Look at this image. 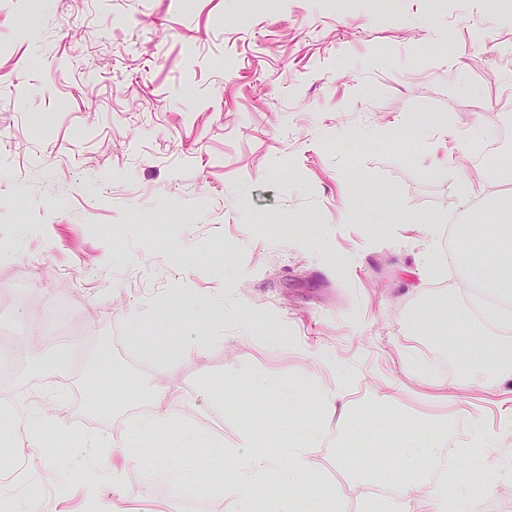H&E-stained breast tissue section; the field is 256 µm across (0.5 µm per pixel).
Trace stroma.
I'll return each mask as SVG.
<instances>
[{
    "label": "stroma",
    "mask_w": 512,
    "mask_h": 512,
    "mask_svg": "<svg viewBox=\"0 0 512 512\" xmlns=\"http://www.w3.org/2000/svg\"><path fill=\"white\" fill-rule=\"evenodd\" d=\"M510 127L512 12L486 0H0V330L22 360L6 379L22 430L0 445L14 478L0 512H83L82 462L26 428L52 417L120 441L115 419L158 379L184 400L131 456L105 449L114 512H225L247 417L269 446L318 441L294 492L271 473L249 497L324 512L334 495L360 512L378 471L400 466L323 426L318 384L358 417L385 415L389 440L432 415L464 440L475 409L502 469L472 512H512V432L466 385L474 361L429 358L444 406L403 368L429 338V300L455 312L463 344L512 348V327L475 315L448 245L512 222ZM62 303L74 318L47 335ZM189 336L211 354L178 357ZM346 448L373 474L345 466ZM160 469L194 476V492L171 503Z\"/></svg>",
    "instance_id": "1"
}]
</instances>
